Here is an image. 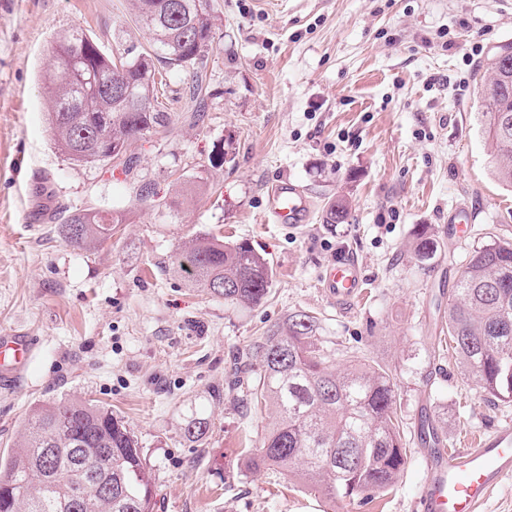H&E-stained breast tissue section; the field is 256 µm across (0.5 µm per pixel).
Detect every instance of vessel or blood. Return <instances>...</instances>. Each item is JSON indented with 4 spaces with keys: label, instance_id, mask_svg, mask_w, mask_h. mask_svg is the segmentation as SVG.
Segmentation results:
<instances>
[{
    "label": "vessel or blood",
    "instance_id": "vessel-or-blood-1",
    "mask_svg": "<svg viewBox=\"0 0 512 512\" xmlns=\"http://www.w3.org/2000/svg\"><path fill=\"white\" fill-rule=\"evenodd\" d=\"M268 200L282 224L302 223L310 211V199L290 181L274 185ZM363 284L358 265L348 257L337 258L324 276L327 295L339 304L357 297ZM29 352L27 337L0 336V376L20 370ZM428 440L426 477L417 498L421 512H479L490 492L512 477L511 423L452 452L444 448L441 434H431Z\"/></svg>",
    "mask_w": 512,
    "mask_h": 512
}]
</instances>
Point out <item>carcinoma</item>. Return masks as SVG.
Instances as JSON below:
<instances>
[{
  "label": "carcinoma",
  "mask_w": 512,
  "mask_h": 512,
  "mask_svg": "<svg viewBox=\"0 0 512 512\" xmlns=\"http://www.w3.org/2000/svg\"><path fill=\"white\" fill-rule=\"evenodd\" d=\"M134 21L153 50L130 46L115 57L80 29L54 37L42 73L54 144L76 163L119 160L134 166L131 146L167 130L159 101L167 72L200 64L214 40L209 0H130ZM478 121L493 157V175L512 188V42L494 47L475 79ZM349 202L328 203L324 223L346 224ZM122 217L79 209L57 225L68 244L90 249L112 236ZM435 239L418 233V257ZM166 269L234 307L261 304L270 293V261L248 242L198 236L177 247ZM446 333L465 375L490 399H512V242L474 249L448 299ZM316 317L292 313L255 342L259 377L253 407L273 416L250 471L278 468L324 496H370L392 487L408 457L395 416L391 372L357 362L342 371L315 338ZM208 419L181 427L203 440ZM0 512H154L156 489L138 438L112 410L90 400L48 401L33 409L15 448L0 457Z\"/></svg>",
  "instance_id": "cac0c4a2"
}]
</instances>
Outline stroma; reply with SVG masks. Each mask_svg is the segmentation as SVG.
Listing matches in <instances>:
<instances>
[{
  "label": "stroma",
  "mask_w": 512,
  "mask_h": 512,
  "mask_svg": "<svg viewBox=\"0 0 512 512\" xmlns=\"http://www.w3.org/2000/svg\"><path fill=\"white\" fill-rule=\"evenodd\" d=\"M209 97L188 110L194 72L172 71L167 131L132 145L137 167L72 163L55 146L40 72L57 33L83 29L109 54L149 49L128 0H0V336H31L29 364L0 385V455L31 409L91 399L134 430L157 486L156 512H415L426 466L419 417L447 448L512 422L439 348L448 298L470 252L512 241V189L492 175L477 120L476 72L512 41L506 0H210ZM287 178L312 201L305 223H273L268 191ZM153 195L137 201L140 184ZM345 196L349 223L330 225ZM75 208L124 215L110 239L79 250L56 226ZM471 211L465 240L449 216ZM438 242L429 261L417 232ZM247 241L274 277L267 299L234 308L162 272L200 234ZM353 258L362 295L339 305L327 265ZM317 318L336 369L354 358L388 368L408 460L390 489L336 499L274 469L246 470L270 417L246 387L229 389L239 356L289 314ZM225 389L215 400L214 389ZM208 418L203 443L181 436ZM210 431V423L208 419L191 415L185 419L181 427V435L190 442H198L203 440Z\"/></svg>",
  "instance_id": "1"
}]
</instances>
